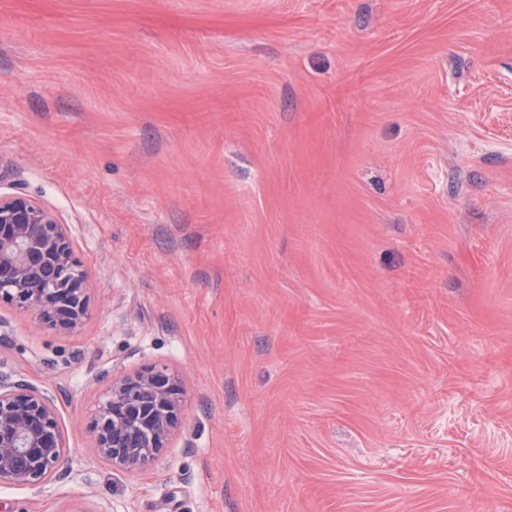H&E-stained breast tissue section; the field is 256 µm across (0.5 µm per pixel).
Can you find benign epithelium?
Returning <instances> with one entry per match:
<instances>
[{
    "mask_svg": "<svg viewBox=\"0 0 512 512\" xmlns=\"http://www.w3.org/2000/svg\"><path fill=\"white\" fill-rule=\"evenodd\" d=\"M87 275L66 227L41 203L0 193V304L73 334L88 318ZM184 395L165 364L112 379L92 409L95 458L122 473L144 470L181 424ZM53 400L26 384L0 386V487L41 490L73 473Z\"/></svg>",
    "mask_w": 512,
    "mask_h": 512,
    "instance_id": "benign-epithelium-1",
    "label": "benign epithelium"
}]
</instances>
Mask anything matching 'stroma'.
Segmentation results:
<instances>
[{
	"label": "stroma",
	"instance_id": "35a3bbf8",
	"mask_svg": "<svg viewBox=\"0 0 512 512\" xmlns=\"http://www.w3.org/2000/svg\"><path fill=\"white\" fill-rule=\"evenodd\" d=\"M0 191L89 294L0 304L76 469L0 512H512V0H0ZM159 362L182 423L113 471ZM183 403L180 380L165 364L113 378L89 416L95 458L122 473L144 470L180 426Z\"/></svg>",
	"mask_w": 512,
	"mask_h": 512
}]
</instances>
